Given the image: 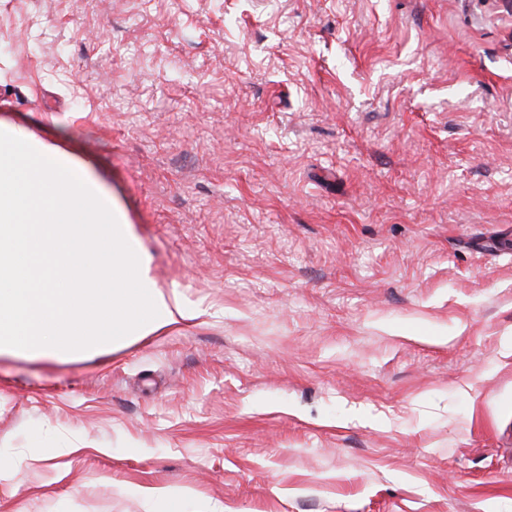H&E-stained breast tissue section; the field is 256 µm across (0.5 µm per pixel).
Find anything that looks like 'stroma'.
Here are the masks:
<instances>
[{"instance_id":"obj_1","label":"stroma","mask_w":512,"mask_h":512,"mask_svg":"<svg viewBox=\"0 0 512 512\" xmlns=\"http://www.w3.org/2000/svg\"><path fill=\"white\" fill-rule=\"evenodd\" d=\"M0 119L196 312L0 356V512H512L497 0H0Z\"/></svg>"}]
</instances>
